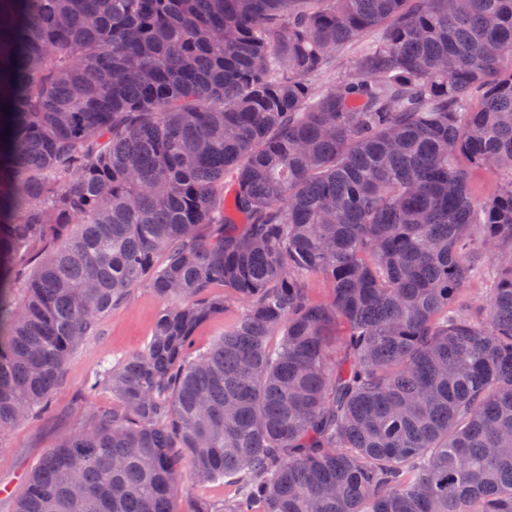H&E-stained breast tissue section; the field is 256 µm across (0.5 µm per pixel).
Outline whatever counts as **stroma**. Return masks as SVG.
Masks as SVG:
<instances>
[{"label":"stroma","mask_w":512,"mask_h":512,"mask_svg":"<svg viewBox=\"0 0 512 512\" xmlns=\"http://www.w3.org/2000/svg\"><path fill=\"white\" fill-rule=\"evenodd\" d=\"M164 306L148 288H133L72 353L50 396L51 413L23 420L0 436V512H15L29 473L51 445L80 429L90 410L111 406L112 395L105 389L80 408L75 405L76 395L100 359L144 348Z\"/></svg>","instance_id":"35a3bbf8"}]
</instances>
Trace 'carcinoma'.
Segmentation results:
<instances>
[{
  "label": "carcinoma",
  "instance_id": "1",
  "mask_svg": "<svg viewBox=\"0 0 512 512\" xmlns=\"http://www.w3.org/2000/svg\"><path fill=\"white\" fill-rule=\"evenodd\" d=\"M509 161L512 0H0V434L168 302L16 512H512ZM471 177L480 196H486L493 192L504 178L502 173L491 168L472 169ZM241 306L234 305L226 310L224 315L215 319L212 322L202 325L194 336L195 346L199 349L205 350L210 346L216 336L224 332V322H232L240 313ZM233 490L224 487L222 484L207 485L203 487H197L190 479L188 469H184V480L181 492V507L184 509L189 508L191 499L196 496L208 497L214 500H224V496L232 495Z\"/></svg>",
  "mask_w": 512,
  "mask_h": 512
}]
</instances>
